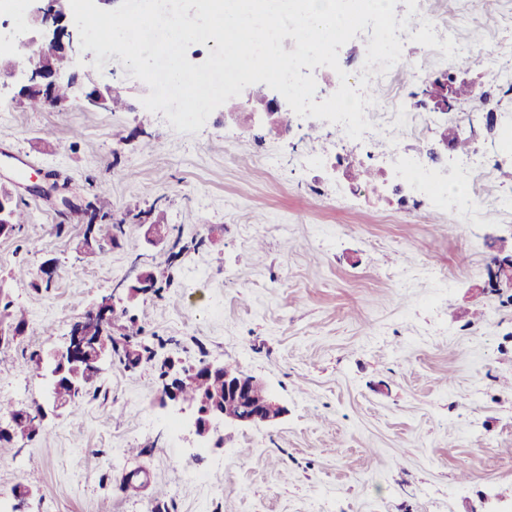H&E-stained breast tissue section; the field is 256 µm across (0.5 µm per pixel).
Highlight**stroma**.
<instances>
[{
	"instance_id": "1",
	"label": "stroma",
	"mask_w": 512,
	"mask_h": 512,
	"mask_svg": "<svg viewBox=\"0 0 512 512\" xmlns=\"http://www.w3.org/2000/svg\"><path fill=\"white\" fill-rule=\"evenodd\" d=\"M431 9L459 41L495 52L466 70L446 68L435 45L403 50L494 102V121L467 102L457 122L490 172L469 219L420 197L399 222H382L395 199L372 192L371 163L325 119L292 113L280 132L218 109L200 131L177 132L143 107L149 87L115 53L88 75L122 89L127 105L116 111L75 100L32 112L0 80V183L31 214L0 236V284L28 319L0 345V394L41 400L47 381L29 354L61 346L131 267L161 274L158 292L112 319H136L154 361L134 372L103 362L96 400L47 419L33 441L0 446V512H153L158 486L166 512H512V291L486 285L491 258L512 249V154L500 144L512 94L499 85L512 71V0L487 14L468 0ZM447 132L443 121L394 136L410 156L459 155L444 147ZM345 143L344 180L300 162ZM36 171L125 219L141 241L146 226L132 211L154 209L167 240L142 242L135 257L115 248L79 260L83 221L25 191L24 174ZM49 259L53 286L35 290ZM167 358L235 366L288 413L269 426L218 424V447L200 440L190 411L161 402L157 363ZM131 446L148 456L125 455ZM137 469L146 485L121 490ZM31 472L40 492L18 500Z\"/></svg>"
}]
</instances>
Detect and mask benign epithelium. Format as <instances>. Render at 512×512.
Listing matches in <instances>:
<instances>
[{"instance_id":"1","label":"benign epithelium","mask_w":512,"mask_h":512,"mask_svg":"<svg viewBox=\"0 0 512 512\" xmlns=\"http://www.w3.org/2000/svg\"><path fill=\"white\" fill-rule=\"evenodd\" d=\"M29 4V19L32 28L21 31H8V35L29 46L31 54L27 67L20 69L14 64L10 67L0 66V77L7 76L15 80L17 98L25 103L40 100L44 108H61L68 102L79 98L89 107L111 108L112 86H99L92 81H84L77 58L80 53L79 33L73 17L67 13V0H26ZM64 58L65 64H58V58ZM64 87L68 95L58 98L55 89ZM437 93L432 95L434 107L447 110L455 102L454 85L450 80L435 83ZM247 103L262 107L260 116L270 123H276L275 115L285 108L277 96L265 94L261 100L248 97ZM26 190L37 196L55 201L63 212L80 211L91 216L92 208L78 204L73 197L65 194V188L48 175L36 174L30 179ZM16 202L15 193L7 188L0 189V229L10 228L11 210ZM512 280V253L500 257L496 269L492 272L490 283L497 287L502 281ZM157 275L153 271L139 272L130 283L125 285L127 299L133 300L141 293H148L155 288ZM117 290L102 296L95 304L101 316L81 317L74 322L69 331L66 345L51 352L56 364L50 383L68 379L71 374L69 366L79 365L94 368L109 356L105 327L116 310V303L123 302L116 297ZM197 370L205 377H219L224 380V392H204L192 402L184 401L179 390L181 369L176 363L165 362L164 389L161 396L163 403L187 405L194 414V432L201 438L211 436L214 422L221 420L227 424L251 427L274 423L282 419L286 409L272 396L265 386L252 375L224 363L203 362Z\"/></svg>"}]
</instances>
